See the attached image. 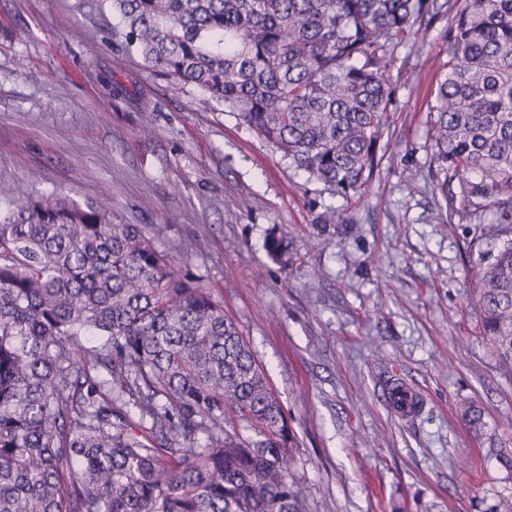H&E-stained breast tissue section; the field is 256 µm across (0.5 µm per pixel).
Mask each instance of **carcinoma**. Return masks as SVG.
Segmentation results:
<instances>
[{"label": "carcinoma", "mask_w": 512, "mask_h": 512, "mask_svg": "<svg viewBox=\"0 0 512 512\" xmlns=\"http://www.w3.org/2000/svg\"><path fill=\"white\" fill-rule=\"evenodd\" d=\"M465 3L429 135L450 215L497 227L478 313L512 366V0ZM111 6L116 46L341 195L374 169L391 49L443 14L438 0ZM287 249L267 243L276 262ZM291 447L234 321L146 225L57 192L0 202V512H304Z\"/></svg>", "instance_id": "obj_1"}]
</instances>
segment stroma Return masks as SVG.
<instances>
[{
    "mask_svg": "<svg viewBox=\"0 0 512 512\" xmlns=\"http://www.w3.org/2000/svg\"><path fill=\"white\" fill-rule=\"evenodd\" d=\"M462 4L445 0L441 20L394 49L378 165L345 197L196 86L173 88L116 48L106 0H0V198L57 191L153 227L267 374L307 512H485L512 495L499 459L512 368L480 335L474 229L450 223L428 137L443 30ZM275 234L290 242L281 263L267 253ZM395 380L421 397L415 417L387 405Z\"/></svg>",
    "mask_w": 512,
    "mask_h": 512,
    "instance_id": "obj_1",
    "label": "stroma"
}]
</instances>
